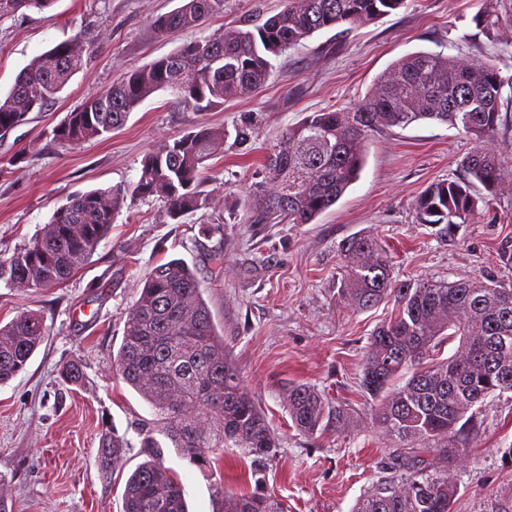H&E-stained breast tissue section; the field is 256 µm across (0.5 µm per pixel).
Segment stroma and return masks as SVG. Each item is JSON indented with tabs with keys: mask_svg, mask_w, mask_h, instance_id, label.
<instances>
[{
	"mask_svg": "<svg viewBox=\"0 0 512 512\" xmlns=\"http://www.w3.org/2000/svg\"><path fill=\"white\" fill-rule=\"evenodd\" d=\"M181 0H55L39 11L0 19V94L18 73L53 46L80 32L94 38L86 67L59 99L0 138V256L29 245L71 196L137 181L145 154L161 142L205 123L226 130L250 125V138L225 139L209 162L206 208L180 218L164 201L126 200L95 254L64 284L21 291L0 283V322L35 310L47 335L25 371L0 386V502L6 512H122L128 476L141 461L134 423L149 419V404L112 368L126 314L146 273L180 258L205 282L204 298L247 392L279 438L268 488L288 512H353L381 472L388 451L371 427L359 392L364 349L390 306L357 312L337 304L341 242L370 230L389 250L393 276L454 281L491 276L512 285V99L500 133L504 188L489 212L442 238L416 223L412 204L431 182L455 177L471 148L448 125L418 122L384 129L367 141L360 179L309 224H252L239 202L265 180L263 160L280 132L306 115L356 106L390 64L416 51L482 58L512 76V28L498 40L479 34L474 19L485 0H407L405 8L349 33H315L281 58L256 93L196 112L167 91L146 99L120 129L73 148L52 131L129 70L181 44L247 27L281 11L285 0H224V10L202 25L163 36L155 20ZM224 262L215 265L214 250ZM78 361L82 385L60 378L62 364ZM304 383L360 416L342 434H299L282 393ZM131 445L102 472L104 436ZM239 451L228 448L214 475H204L167 449L180 476L189 512H218L215 479L245 485ZM452 512H489L494 499L512 496V391L487 400L483 424L455 471Z\"/></svg>",
	"mask_w": 512,
	"mask_h": 512,
	"instance_id": "35a3bbf8",
	"label": "stroma"
}]
</instances>
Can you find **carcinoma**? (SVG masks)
Listing matches in <instances>:
<instances>
[{
  "label": "carcinoma",
  "instance_id": "obj_1",
  "mask_svg": "<svg viewBox=\"0 0 512 512\" xmlns=\"http://www.w3.org/2000/svg\"><path fill=\"white\" fill-rule=\"evenodd\" d=\"M55 0H0V18L23 8L44 10ZM406 5V0H288L277 14L252 24L184 43L170 54L127 73L100 95L67 113L53 130L62 146L103 138L159 91L197 112L257 92L272 60L314 33H345ZM224 0H183L159 17L162 35L201 25ZM512 26V0H488L475 23L487 37ZM91 58V41L79 35L25 66L0 95V137L29 113L54 102ZM496 66L466 63L441 52L419 51L396 61L358 107L305 116L281 132L266 159L267 181L251 189L243 207L252 224H310L334 206L360 177L368 137L381 129L420 121L462 131L472 144L458 161L459 175L438 180L413 203L415 221L441 237L480 218L501 194L499 135L503 88ZM228 136L201 124L147 153L138 181L75 195L53 214L48 229L26 248L0 256V283L43 290L67 281L97 251L127 197L162 199L173 217L207 205L199 187L206 161ZM342 277L336 302L364 311L391 302L395 314L371 334L358 387L370 401L371 423L389 449L383 476L353 512H451L457 484L451 479L482 425L488 397L512 390V288L477 277L441 282L400 281L392 259L370 231L340 245ZM203 281L181 259L152 267L124 321L114 366L149 404L153 419L135 423L144 457L126 481L123 512H188L185 490L165 466L172 448L189 464L211 471L224 449L237 448L254 488L233 493L219 482V512H284L263 487L279 448L266 415L245 391L224 337L204 298ZM46 336L40 314L26 311L0 326V385L25 370ZM458 342L443 359V345ZM63 382L78 386L80 364L66 363ZM284 401L293 427L315 437L341 432L354 418L342 402L315 388L290 384ZM131 448L116 434L99 448L107 469Z\"/></svg>",
  "mask_w": 512,
  "mask_h": 512
}]
</instances>
